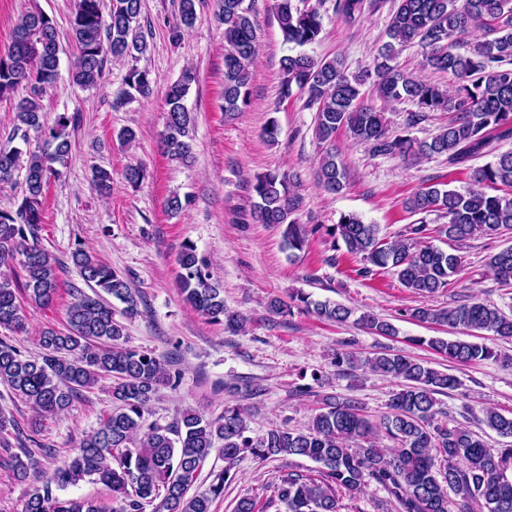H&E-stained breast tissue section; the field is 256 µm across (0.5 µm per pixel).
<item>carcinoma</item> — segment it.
Masks as SVG:
<instances>
[{
	"label": "carcinoma",
	"instance_id": "obj_1",
	"mask_svg": "<svg viewBox=\"0 0 512 512\" xmlns=\"http://www.w3.org/2000/svg\"><path fill=\"white\" fill-rule=\"evenodd\" d=\"M387 36L373 61V69L351 77L340 57L316 58L304 52L281 59V98L293 90L307 94V105L316 108V134L323 142L345 129L357 142L378 156L415 160L445 156L451 166L492 155V160L472 171L463 192L437 184L423 186L405 201L414 215L436 213L448 219L433 232L437 237L462 243L475 237L498 238L512 233V151L491 153L495 141L512 139V0H394ZM198 0H179L178 16L170 28L178 42L197 20ZM75 0L70 19L76 48L72 82L93 87L112 60L133 62L148 51L138 18L141 0ZM218 16L224 26V112L230 117L251 103L252 66L258 51L256 23L246 0H218ZM375 7L371 0H336V14L348 23L360 20ZM276 17L284 42L299 48L319 40L323 16L316 6L300 9L293 0H275ZM471 29L483 39L465 51L455 49L458 36ZM422 49L427 66L446 73L451 88L410 76L396 63L408 47ZM60 40L54 20L40 9L27 10L19 18L13 39L0 51V101L14 102L15 125L6 142H0V183L24 174V189L11 210H0V328L22 332L26 318L17 297L24 291L38 306L56 301L60 284L57 262L39 244L44 223V199L51 178L60 174L72 152L70 129L77 115L58 114L53 123L44 118L42 100L56 84ZM373 79L372 94L385 101L407 100L415 106L406 126L415 127L434 112L451 118L431 140L389 132L384 113L363 99L361 87ZM196 71L186 69L166 93L167 116L162 137L164 153L189 164L194 160L195 116L184 104ZM157 78L151 71L132 66L125 77L128 89L149 96ZM26 95L14 99L19 87ZM35 149L13 145L19 138ZM318 178L330 193L344 187L346 171L338 163L336 148L327 149L319 163ZM289 176L278 170L255 177L256 201L252 218L260 224L285 226V247L301 251L309 231L291 215L301 198L288 192ZM92 182L102 197L112 193V171L95 167ZM495 193H489V190ZM427 225H410L404 237L387 240L380 226L363 221L355 213H343L326 227L325 235L336 248L343 241L348 253L360 257L358 274L373 268L389 269L411 292L432 296L459 274L464 260L424 240ZM24 272L18 282L11 264L17 256ZM71 260L94 295L77 293L66 309L64 330L48 329L40 338L41 353L26 356L0 341V385L26 400L40 415L67 410L81 391L106 377L112 378L114 405L102 427L85 435L68 460L53 474L43 476L31 449L0 455V468L9 469L20 481L35 482L25 512H107L91 501L64 498L57 491L75 486L87 477L105 485L121 501V512H211L213 502L224 496L230 469L214 475L209 488L188 495L204 463L221 444L224 460L232 463L250 454L260 461L284 456L306 457L320 465L315 476L290 470L280 476L278 500L287 512H341V500L374 483L397 503L399 512H473L483 502L488 512H512V445L491 448L466 426L437 418L436 395L454 391L459 379L400 353H380L364 359L372 372L401 381L393 393L389 411L373 422L354 399L328 397L307 429L275 426L257 437L249 435L247 410L239 404L224 407V416L206 420L184 412L173 427L153 425L143 429L144 412L158 386L173 383L166 364L148 350L128 345L125 327L115 318L108 295L123 304L122 315L139 314L142 302L120 272L92 256L82 246ZM179 288L183 300L196 312L224 329L237 332L245 319L224 305L223 288L212 280L205 260L191 242L178 256ZM488 267L503 286L512 285V245L488 258ZM275 315L293 309L313 313L334 323L348 320L351 310L330 301H313L296 293L290 302L273 298L267 305ZM409 319L472 332H490L512 340V315L478 298L450 308L422 305L406 310ZM357 323L372 333L394 336L396 327L372 313ZM417 341L428 345L457 365L495 359L512 365V359L484 343L433 337ZM484 424L503 437H512V416L496 410L484 413ZM385 433L395 447L382 448L376 435ZM457 500L452 502L448 492ZM272 502L243 496L235 512H268Z\"/></svg>",
	"mask_w": 512,
	"mask_h": 512
}]
</instances>
